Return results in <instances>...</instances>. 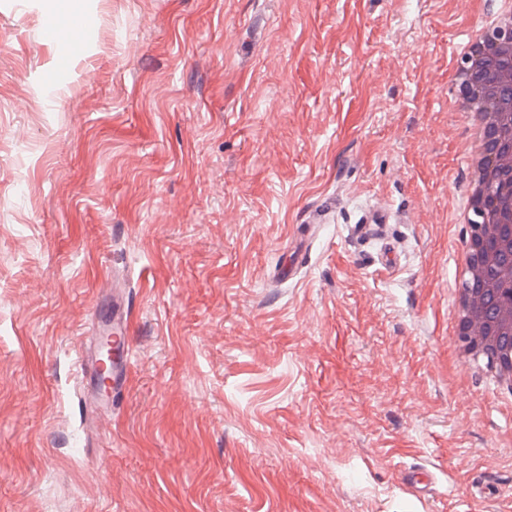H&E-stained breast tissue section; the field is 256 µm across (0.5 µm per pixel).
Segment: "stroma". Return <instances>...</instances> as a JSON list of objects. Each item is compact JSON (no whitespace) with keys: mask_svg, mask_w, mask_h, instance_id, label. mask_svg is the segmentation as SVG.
Wrapping results in <instances>:
<instances>
[{"mask_svg":"<svg viewBox=\"0 0 512 512\" xmlns=\"http://www.w3.org/2000/svg\"><path fill=\"white\" fill-rule=\"evenodd\" d=\"M79 2L0 0V512H512V399L449 333L451 68L496 0ZM76 12L71 58L43 31ZM375 204L393 271L358 233ZM114 275L104 441L78 356ZM101 288L102 297L112 303V313L103 323L93 324L89 336H83L80 403L83 429L97 431L106 439L105 422L112 412V399L121 396L129 386L130 299L122 283L115 278H112V286L105 283ZM106 342L112 345V363L109 380L103 387L99 380L100 346Z\"/></svg>","mask_w":512,"mask_h":512,"instance_id":"1","label":"stroma"}]
</instances>
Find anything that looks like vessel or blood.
Instances as JSON below:
<instances>
[{
  "label": "vessel or blood",
  "instance_id": "b4317fda",
  "mask_svg": "<svg viewBox=\"0 0 512 512\" xmlns=\"http://www.w3.org/2000/svg\"><path fill=\"white\" fill-rule=\"evenodd\" d=\"M85 18L74 17L66 31L56 27L45 30L46 37H64L67 51L74 56L83 51L80 32L86 26ZM391 214L388 208L372 207L360 218V233L366 240L382 236ZM102 295L112 304L106 320L94 324L83 339L80 357L81 421L84 428L104 433L105 422L112 411V400L121 396L129 386L131 362L129 359L130 299L120 281L104 285Z\"/></svg>",
  "mask_w": 512,
  "mask_h": 512
}]
</instances>
